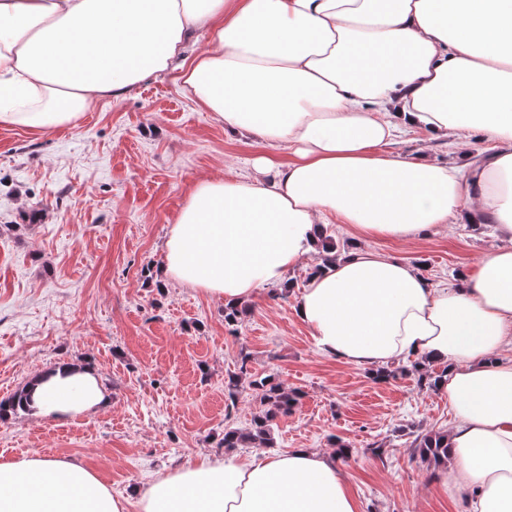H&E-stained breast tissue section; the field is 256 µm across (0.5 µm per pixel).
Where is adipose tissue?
<instances>
[{"instance_id": "1", "label": "adipose tissue", "mask_w": 512, "mask_h": 512, "mask_svg": "<svg viewBox=\"0 0 512 512\" xmlns=\"http://www.w3.org/2000/svg\"><path fill=\"white\" fill-rule=\"evenodd\" d=\"M208 35L195 54L196 32ZM177 73L225 131L271 151L254 176L196 183L163 249L164 279L241 306L282 285L339 218L410 241L458 216L501 246L461 284L366 247L312 270L294 311L318 349L376 368L448 366L453 481L466 512H512V0H0V124L48 132ZM412 128L477 133L459 169L389 146ZM284 155H277V148ZM26 408L107 406L88 366L62 363ZM0 512H358L334 452L202 457L129 499L74 458L0 461Z\"/></svg>"}]
</instances>
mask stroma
Returning a JSON list of instances; mask_svg holds the SVG:
<instances>
[{"label": "stroma", "instance_id": "35a3bbf8", "mask_svg": "<svg viewBox=\"0 0 512 512\" xmlns=\"http://www.w3.org/2000/svg\"><path fill=\"white\" fill-rule=\"evenodd\" d=\"M395 149L463 161L420 129ZM262 150L226 137L173 73L72 127L0 126V398L61 362L92 366L110 398L63 419L1 418L0 461L72 457L113 492L134 495L158 471L223 455L225 428H250L253 389L234 402L224 390L244 369L302 394L272 423L277 452L347 447L337 466L361 512H464L446 483L451 464L420 458L414 444L452 424L444 392L410 374L379 382L323 354L294 314L293 292L260 289L229 326L222 300L161 277L162 244L191 188L251 174ZM365 245L424 263V276L443 285L500 241L459 219L414 241Z\"/></svg>", "mask_w": 512, "mask_h": 512}]
</instances>
